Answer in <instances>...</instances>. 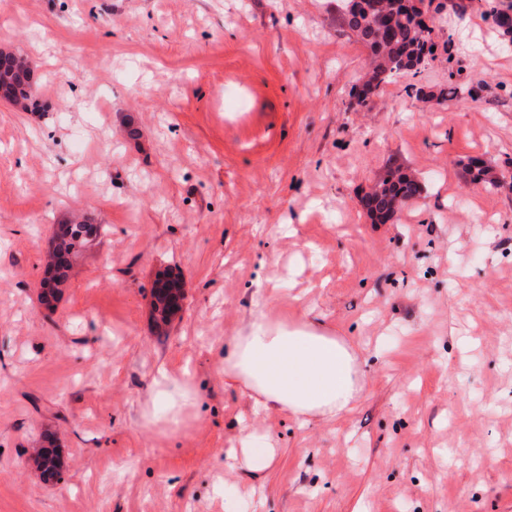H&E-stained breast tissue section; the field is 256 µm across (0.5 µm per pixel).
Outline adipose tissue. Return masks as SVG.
<instances>
[{
  "label": "adipose tissue",
  "instance_id": "adipose-tissue-1",
  "mask_svg": "<svg viewBox=\"0 0 512 512\" xmlns=\"http://www.w3.org/2000/svg\"><path fill=\"white\" fill-rule=\"evenodd\" d=\"M224 378L254 409L285 413L302 424L351 412L363 389L353 344L306 318L284 326L254 317L224 354ZM233 452L243 468L259 472L275 460L277 443L246 429Z\"/></svg>",
  "mask_w": 512,
  "mask_h": 512
}]
</instances>
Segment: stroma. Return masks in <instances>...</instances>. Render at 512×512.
<instances>
[{
	"mask_svg": "<svg viewBox=\"0 0 512 512\" xmlns=\"http://www.w3.org/2000/svg\"><path fill=\"white\" fill-rule=\"evenodd\" d=\"M330 2L0 0L45 105L0 103V512H512V190L463 168L512 174V46L472 0L360 107L370 52ZM391 161L423 193L375 224ZM80 212L106 234L50 310L47 243ZM165 271L185 299L160 338ZM263 313L354 344L356 410L253 419L224 350ZM161 366L193 390L174 428ZM253 420L278 444L255 474L227 456ZM45 432L55 485L28 463ZM162 279L181 280L179 276L165 274L158 277L151 290V307L154 321V328L157 336H165L170 322L182 311V303L176 304L165 291L166 288H155V285Z\"/></svg>",
	"mask_w": 512,
	"mask_h": 512,
	"instance_id": "1",
	"label": "stroma"
}]
</instances>
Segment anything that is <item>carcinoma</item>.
<instances>
[{
    "instance_id": "cac0c4a2",
    "label": "carcinoma",
    "mask_w": 512,
    "mask_h": 512,
    "mask_svg": "<svg viewBox=\"0 0 512 512\" xmlns=\"http://www.w3.org/2000/svg\"><path fill=\"white\" fill-rule=\"evenodd\" d=\"M424 0L411 3L410 7L399 10L396 16L388 21L386 31H381L377 22L365 16L358 17L344 10L335 15L337 26L341 31H350L367 47L372 55V66L364 87L369 91L379 89L382 85L396 80L401 75L413 71L410 63L424 62L432 52L431 29L415 21L421 14ZM27 61V56L13 52L10 64L0 68V83L14 85L15 101L25 111L41 109L39 86L21 79L24 69L17 61ZM469 174L476 183L488 184L493 188L501 185L494 175V168L475 166L468 162ZM421 194L417 180L404 173L399 166L389 168L382 182L373 186L363 199L364 208L369 217L381 223L389 220L395 210L397 199L409 201ZM103 225L95 222L92 217L72 218L55 228L52 237V249L48 252L47 268H52L55 258L65 254L75 258L81 251L94 245L100 238ZM151 307L155 332L159 336L167 333L170 322L182 311V306L173 302L163 288H152ZM34 464L41 471L47 483H58L62 480L63 461L56 448H42L34 456Z\"/></svg>"
}]
</instances>
